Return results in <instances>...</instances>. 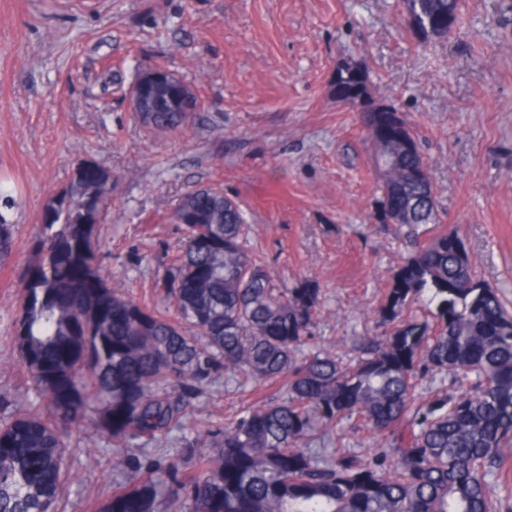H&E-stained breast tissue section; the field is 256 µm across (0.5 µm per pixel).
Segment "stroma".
I'll use <instances>...</instances> for the list:
<instances>
[{
  "mask_svg": "<svg viewBox=\"0 0 512 512\" xmlns=\"http://www.w3.org/2000/svg\"><path fill=\"white\" fill-rule=\"evenodd\" d=\"M511 1L463 0L453 33L421 42L401 0H0V183L14 198L0 255V421L35 398L14 343L17 298L42 211L82 162L112 175L98 255L109 283L156 305L153 283L185 237L174 208L218 187L243 209L241 244L275 288H319L313 346L351 357L408 247L373 218L371 145L334 87L344 63L411 125L437 226L459 232L512 311ZM149 66L198 95L184 131H154L131 109L129 89ZM282 395L220 374L156 451L179 458L201 433ZM67 444V512H97L140 452L106 443L89 419Z\"/></svg>",
  "mask_w": 512,
  "mask_h": 512,
  "instance_id": "stroma-1",
  "label": "stroma"
}]
</instances>
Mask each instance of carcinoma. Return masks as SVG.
Returning a JSON list of instances; mask_svg holds the SVG:
<instances>
[{
  "mask_svg": "<svg viewBox=\"0 0 512 512\" xmlns=\"http://www.w3.org/2000/svg\"><path fill=\"white\" fill-rule=\"evenodd\" d=\"M448 36L460 0H403ZM364 127L390 126L408 142L373 146L381 175L374 218L414 245L375 311L376 330L354 344L355 363L309 349L319 289L273 287L262 258L239 239V205L221 190L188 192L175 218L185 248L155 282L175 315L149 308L99 272V225L110 209V174L75 170L41 218L40 246L14 320L19 365L47 413L0 423V512H63L64 434L95 408L112 444L163 440L191 399L220 370L277 381L278 402L206 434L179 461L143 457L148 476L112 492L98 512H512V312L480 279L453 231L420 244L437 207L430 166L400 112L376 103ZM195 96L183 79L141 96L142 120L159 132L186 128L177 102ZM429 294L433 308H418ZM443 371L466 380L459 396L416 389ZM358 418L386 440L365 461L342 440L325 457L307 445L324 428Z\"/></svg>",
  "mask_w": 512,
  "mask_h": 512,
  "instance_id": "cac0c4a2",
  "label": "carcinoma"
}]
</instances>
